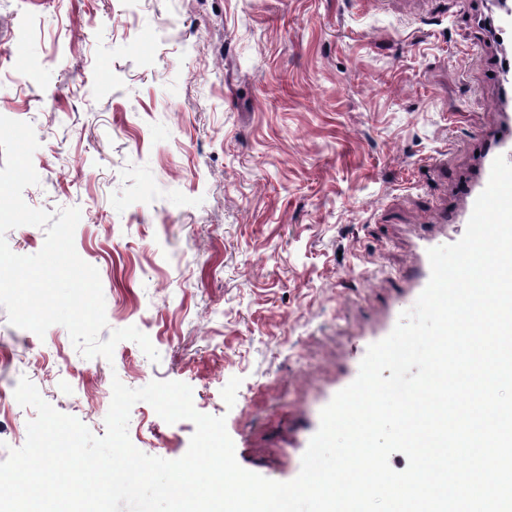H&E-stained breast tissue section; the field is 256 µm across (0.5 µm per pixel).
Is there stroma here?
I'll use <instances>...</instances> for the list:
<instances>
[{
  "label": "stroma",
  "instance_id": "obj_1",
  "mask_svg": "<svg viewBox=\"0 0 512 512\" xmlns=\"http://www.w3.org/2000/svg\"><path fill=\"white\" fill-rule=\"evenodd\" d=\"M490 0H0V115L30 123L24 201L79 209L112 359L0 306V462L28 378L104 436L112 381L189 385L239 465L296 461L350 352L401 292L413 227L462 209L499 124ZM192 421L134 404L141 452L175 460Z\"/></svg>",
  "mask_w": 512,
  "mask_h": 512
}]
</instances>
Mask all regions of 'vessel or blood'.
<instances>
[{"label":"vessel or blood","instance_id":"b4317fda","mask_svg":"<svg viewBox=\"0 0 512 512\" xmlns=\"http://www.w3.org/2000/svg\"><path fill=\"white\" fill-rule=\"evenodd\" d=\"M504 157L512 163V113L505 112L501 115L499 135L493 138L483 153L480 176L478 180L465 186L461 194L465 205L463 209L454 214L451 222L455 227L453 233L428 234L419 233L417 236L418 261L407 279V288L401 292L393 304L387 309L383 318L376 326L365 333L360 345L357 347L353 363L347 374L348 379H355L359 372V365L366 354L369 345L378 342L388 336L395 327L400 314L414 306L417 298L424 290L430 279V264L427 251L430 248L452 244L457 242L464 234L467 223L473 211V206L478 195L485 189L491 171V166L496 157Z\"/></svg>","mask_w":512,"mask_h":512}]
</instances>
